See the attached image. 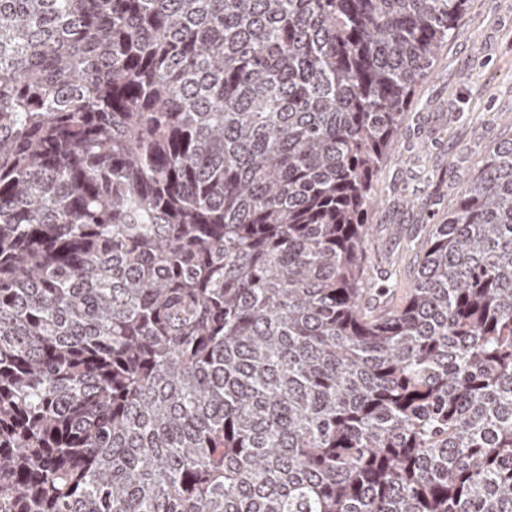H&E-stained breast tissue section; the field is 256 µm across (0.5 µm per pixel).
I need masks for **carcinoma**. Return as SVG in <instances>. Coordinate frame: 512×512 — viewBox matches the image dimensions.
I'll list each match as a JSON object with an SVG mask.
<instances>
[{
	"label": "carcinoma",
	"mask_w": 512,
	"mask_h": 512,
	"mask_svg": "<svg viewBox=\"0 0 512 512\" xmlns=\"http://www.w3.org/2000/svg\"><path fill=\"white\" fill-rule=\"evenodd\" d=\"M468 0H0V512H512V142L361 306Z\"/></svg>",
	"instance_id": "obj_1"
}]
</instances>
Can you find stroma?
<instances>
[{
    "instance_id": "stroma-1",
    "label": "stroma",
    "mask_w": 512,
    "mask_h": 512,
    "mask_svg": "<svg viewBox=\"0 0 512 512\" xmlns=\"http://www.w3.org/2000/svg\"><path fill=\"white\" fill-rule=\"evenodd\" d=\"M512 140V0H469L455 34L403 113L396 150L373 179L368 290L401 304L432 224L489 150Z\"/></svg>"
}]
</instances>
